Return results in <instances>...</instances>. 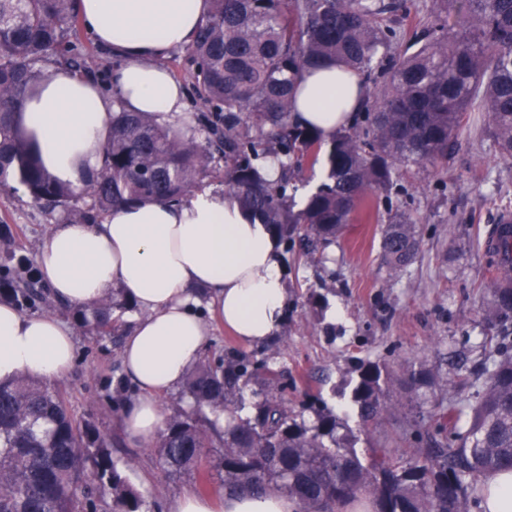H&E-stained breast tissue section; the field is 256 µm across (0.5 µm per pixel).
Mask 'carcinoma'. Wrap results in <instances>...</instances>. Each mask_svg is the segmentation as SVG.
Returning a JSON list of instances; mask_svg holds the SVG:
<instances>
[{
	"label": "carcinoma",
	"instance_id": "obj_1",
	"mask_svg": "<svg viewBox=\"0 0 512 512\" xmlns=\"http://www.w3.org/2000/svg\"><path fill=\"white\" fill-rule=\"evenodd\" d=\"M76 0H0V188L21 186L36 202L63 208L61 221L90 223L95 215L143 201L178 203L207 178L224 183L238 206L270 225L284 251L325 248L361 202L389 191L396 170L444 157L464 113L480 99L487 129L512 156V0H432L430 27L387 63L378 50L397 44V0H210L194 43L197 93L212 107L197 125H172L153 112H129L113 97L112 136L99 170L74 188L43 168L33 142L14 127V114L46 73L49 58L92 74L98 64L69 37L79 24ZM464 14L465 35L448 37V14ZM336 62L377 90L373 105L330 137L292 118V92L311 68ZM224 167L213 166L216 158ZM280 164L268 180L261 162ZM323 164L326 179L295 209L296 174ZM488 254L497 282L487 304L493 325L512 321V224H494ZM415 222L388 217L381 249L398 274L418 250ZM11 268L0 296L21 307L44 302L38 289L15 288ZM104 300L80 323L114 336V309ZM482 382L458 377L456 399L433 405L438 437L414 460L390 448L370 456L359 434L393 408L391 379L377 362L349 371L358 428L322 407L311 417L277 397L276 371L266 369L252 414L241 418L242 390L257 379L244 354L200 363L187 377L179 412L154 442L171 474L199 473L202 457L220 449L226 495L276 490L300 512H336L361 494L374 512H469L485 480L512 471V334L487 337ZM434 374L420 365L407 386L427 400ZM222 412L224 431L211 416ZM469 414L466 429L458 428ZM112 499L114 512H146V500L120 472L112 444L90 424L77 425L62 395L28 376L0 384V512H83Z\"/></svg>",
	"mask_w": 512,
	"mask_h": 512
}]
</instances>
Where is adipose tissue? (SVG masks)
Returning a JSON list of instances; mask_svg holds the SVG:
<instances>
[{
  "mask_svg": "<svg viewBox=\"0 0 512 512\" xmlns=\"http://www.w3.org/2000/svg\"><path fill=\"white\" fill-rule=\"evenodd\" d=\"M87 31L114 58L110 92L59 65L15 118L35 139L46 171L82 185L100 168L112 132V99L131 112L185 119V91L162 65L169 52L189 47L209 0H79ZM367 95L361 75L329 65L307 74L292 111L324 135L350 124ZM277 240L268 225L240 210L222 191H193L178 203L121 206L99 224L59 223L36 263L53 296L89 311L115 287L138 312L124 336L121 358L139 395L122 426L149 445L164 426L162 395L179 388L204 354L210 335L201 307L245 343L279 330L287 289ZM75 340L58 317L27 316L0 303V382L28 375L43 383L72 367ZM299 504L271 490L259 497H179L171 512H299Z\"/></svg>",
  "mask_w": 512,
  "mask_h": 512,
  "instance_id": "ef3b65f1",
  "label": "adipose tissue"
}]
</instances>
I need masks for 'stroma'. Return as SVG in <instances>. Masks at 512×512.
Returning a JSON list of instances; mask_svg holds the SVG:
<instances>
[{
	"label": "stroma",
	"instance_id": "stroma-1",
	"mask_svg": "<svg viewBox=\"0 0 512 512\" xmlns=\"http://www.w3.org/2000/svg\"><path fill=\"white\" fill-rule=\"evenodd\" d=\"M412 213L418 220L419 249L401 275L391 274L381 248V229L388 210ZM512 212V158H503L495 139L484 129L479 113L463 118L447 156L423 168L400 172L389 195L372 194L354 213L329 249L332 262L320 265L296 254L283 262L287 281V316L275 336L264 343H240L223 325L212 321L206 358L245 353L280 371L289 408L304 410L314 396L356 420L357 408L339 390L355 359L385 365L392 390L404 404L400 414L384 417L362 435L360 447L393 440L397 453L417 457L419 435L432 432V421L405 426L403 416L415 415L405 401L403 379L416 364L438 376L437 398H448V349L469 356L466 375L477 378L483 359L480 343L488 333L484 308L496 283L488 265L485 242L497 217ZM58 215L34 202L24 191L0 190V224L15 231L10 250L35 261ZM72 330L76 356L71 370L54 382L78 423L89 422L112 442V456L129 481L144 495L149 512H169L170 504L187 491L213 498L223 490L213 479L219 460L210 452L201 462L208 482L176 477L160 465L152 447L130 443L121 428V407L111 401L126 376L121 345L112 337L89 335L80 327L74 308L50 299L48 308Z\"/></svg>",
	"mask_w": 512,
	"mask_h": 512
}]
</instances>
